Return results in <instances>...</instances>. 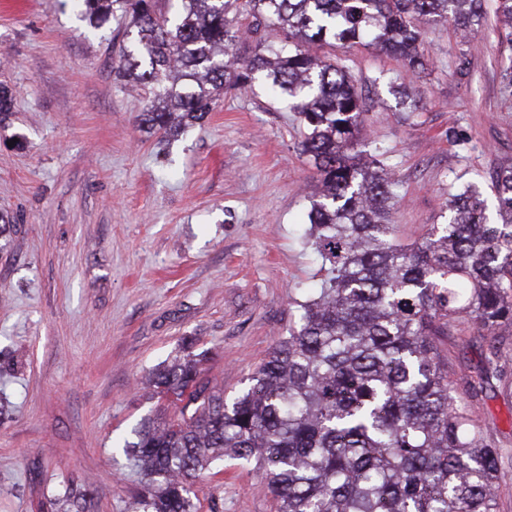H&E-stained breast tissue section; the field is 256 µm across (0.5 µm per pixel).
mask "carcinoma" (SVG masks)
<instances>
[{"label": "carcinoma", "mask_w": 512, "mask_h": 512, "mask_svg": "<svg viewBox=\"0 0 512 512\" xmlns=\"http://www.w3.org/2000/svg\"><path fill=\"white\" fill-rule=\"evenodd\" d=\"M69 2L95 29L131 17L133 49L117 72L152 94L137 116L144 131L176 137L224 93L259 87L305 125L317 174L308 221L321 288L230 402L201 382L190 342L155 370L154 386L180 407L124 442L145 491L132 512H197L193 485L217 460L257 467L277 512H497L496 446L448 377L439 337L465 323L512 325V166L492 179L500 222L469 188L449 195L448 223L397 243V183L361 150L363 90L342 62L309 51L372 45L419 76L433 66L422 25L451 21L469 37L486 21L485 0H181L175 17L160 0ZM495 2L512 87V0ZM271 26L292 48L265 53ZM501 358L489 345L467 389L483 388Z\"/></svg>", "instance_id": "cac0c4a2"}]
</instances>
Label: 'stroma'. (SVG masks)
Here are the masks:
<instances>
[{
    "mask_svg": "<svg viewBox=\"0 0 512 512\" xmlns=\"http://www.w3.org/2000/svg\"><path fill=\"white\" fill-rule=\"evenodd\" d=\"M501 24L460 43L426 27L428 75L371 48L320 47L344 59L367 95L366 132L398 179L396 238L446 223L449 188L512 163V88L501 79ZM128 17L96 30L62 0L0 7V512H131L139 478L121 447L161 407L150 382L192 338L203 376L241 394L321 285L306 215L315 173L303 127L263 92L222 96L207 122L167 143L143 132L149 98L116 80ZM415 88L407 120L396 89ZM22 139L23 147L13 146ZM503 376L467 403L498 450V512H512V326L441 337L458 386L490 340ZM197 512H276L252 468L218 464L194 486Z\"/></svg>",
    "mask_w": 512,
    "mask_h": 512,
    "instance_id": "obj_1",
    "label": "stroma"
}]
</instances>
